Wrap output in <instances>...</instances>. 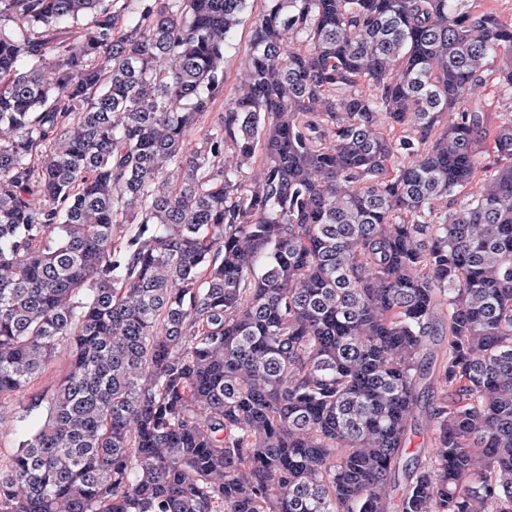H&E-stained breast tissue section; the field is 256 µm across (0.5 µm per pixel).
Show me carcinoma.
Segmentation results:
<instances>
[{
  "label": "carcinoma",
  "instance_id": "cac0c4a2",
  "mask_svg": "<svg viewBox=\"0 0 512 512\" xmlns=\"http://www.w3.org/2000/svg\"><path fill=\"white\" fill-rule=\"evenodd\" d=\"M249 2L0 0V512H512V18ZM262 1L255 0L253 4V14L244 17L242 24L238 27L239 50L236 53H230L224 62V67L228 76V86L234 82L241 66L243 65L247 55V39L252 22L256 15L262 10ZM70 347L67 344L60 345L51 361L29 384L27 390L20 396L13 399V411L4 414L3 426L10 429L15 423L14 412L24 403L27 404L30 396L53 391L60 383L70 364ZM419 424L420 430H417L416 434L410 435V440L408 443V451L411 455H418L420 460L425 461L428 458L430 451V441H431V433L429 430L428 422H426L425 417L419 415Z\"/></svg>",
  "mask_w": 512,
  "mask_h": 512
}]
</instances>
